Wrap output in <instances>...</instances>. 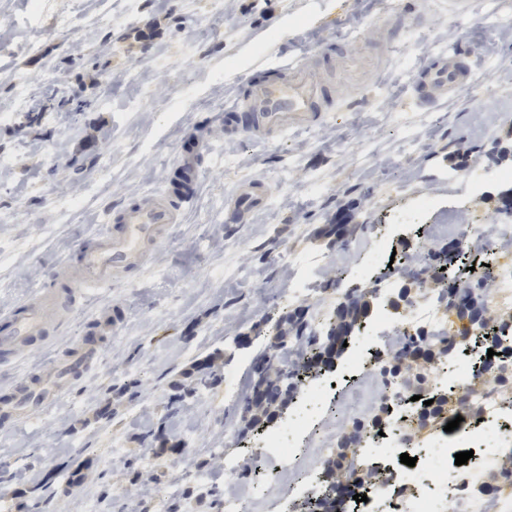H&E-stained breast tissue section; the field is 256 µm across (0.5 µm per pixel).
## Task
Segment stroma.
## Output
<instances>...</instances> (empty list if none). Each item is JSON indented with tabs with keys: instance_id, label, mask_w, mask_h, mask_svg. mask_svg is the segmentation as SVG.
Returning a JSON list of instances; mask_svg holds the SVG:
<instances>
[{
	"instance_id": "35a3bbf8",
	"label": "stroma",
	"mask_w": 512,
	"mask_h": 512,
	"mask_svg": "<svg viewBox=\"0 0 512 512\" xmlns=\"http://www.w3.org/2000/svg\"><path fill=\"white\" fill-rule=\"evenodd\" d=\"M458 42L479 50L475 85L436 107L420 105L414 70ZM302 61L330 92L310 125L268 139L226 138L224 111L247 76ZM81 90L89 106L59 110L53 97ZM467 146L472 163L456 154ZM0 314L40 290H71L64 331L0 362V396L43 375L74 336H99L100 363L45 411L0 418V487L7 512H119L134 472L150 470L146 512L180 502L217 512L213 464L238 455L237 400L250 392L254 347L239 346L266 318L301 306L327 316L337 272L357 267L387 225L424 248L452 239L464 178L512 167V0H0ZM192 199L144 272L103 288L75 286L115 207L173 194L186 163ZM447 163L454 181L434 175ZM402 181L405 192L394 183ZM270 186L246 223L227 220L240 188ZM78 206L63 210L69 194ZM442 211L416 217V197ZM353 226L339 245L332 224ZM220 352L224 380L187 401L194 420L167 415L173 383ZM336 393L308 440L337 418L374 404L377 379L338 357ZM162 430L182 453L142 442ZM27 473L26 481L14 478ZM199 485L195 494L186 489Z\"/></svg>"
}]
</instances>
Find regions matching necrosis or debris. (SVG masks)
<instances>
[{"label":"necrosis or debris","mask_w":512,"mask_h":512,"mask_svg":"<svg viewBox=\"0 0 512 512\" xmlns=\"http://www.w3.org/2000/svg\"><path fill=\"white\" fill-rule=\"evenodd\" d=\"M512 242V210L503 212L492 224L463 225L455 243L458 248L482 245L488 253L498 254L501 245ZM354 278L367 279L374 298L372 317L363 326L361 338L350 354L351 367L371 368L378 379L377 404L394 410L409 391L405 378L384 374L382 367L392 350L401 348L404 335L424 331L426 339L448 336L452 346L448 353L436 358L432 369L444 388L464 394L467 407H452L449 417H461L454 447L443 448L444 463L431 461L427 446L436 444L428 429L432 414H425L419 424L408 428L389 422L384 436L378 437L372 450L376 468L384 472V480L357 485L356 474L365 467L363 452H356L352 468L342 471L337 483L340 501H322L320 512H379L387 504L390 512H512V478H501L500 451L512 447V409H507L497 383L499 364L477 365L463 353L466 339L462 327L431 282L418 280L409 300L396 297L405 279L404 270H396L384 280H373L368 270L359 267ZM332 383L325 375L309 378L296 396L297 410L277 428L262 434L253 450L263 468L283 472L296 465L304 450L303 437L318 424L319 415L331 400ZM482 406L483 419L469 424L473 406ZM341 436L333 430L327 446L321 451L313 469L289 485L287 493L272 491L270 485L255 484V497L282 506L283 502L320 499L323 469L332 466L334 449ZM476 448L480 455L464 466H454L450 458L455 448ZM415 458V466L400 461L401 454Z\"/></svg>","instance_id":"necrosis-or-debris-1"}]
</instances>
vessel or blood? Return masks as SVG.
I'll use <instances>...</instances> for the list:
<instances>
[{"instance_id": "1", "label": "vessel or blood", "mask_w": 512, "mask_h": 512, "mask_svg": "<svg viewBox=\"0 0 512 512\" xmlns=\"http://www.w3.org/2000/svg\"><path fill=\"white\" fill-rule=\"evenodd\" d=\"M476 59V51L468 46H456L439 53L437 59L420 72L424 101L441 103L469 90L473 85ZM284 70L287 79H265L250 85L247 98L232 109L237 121L229 128V137H261L313 122L326 96L325 87L302 63L289 62ZM268 193V187L261 184L243 187L229 208L231 219L243 222L250 209L260 204ZM112 219L116 232L102 235L99 247L85 257L83 284H109L141 269L151 252L165 240L171 224L176 221V212L172 203L156 198L125 206L116 211ZM59 305V299H48L42 292L20 309L5 315L1 320L9 333L0 336V351L11 354L17 347L42 337L49 308ZM100 355L101 346L94 336H80L64 358L56 362L50 385L34 389L16 384L10 416L20 419L46 409L54 396L87 375Z\"/></svg>"}]
</instances>
